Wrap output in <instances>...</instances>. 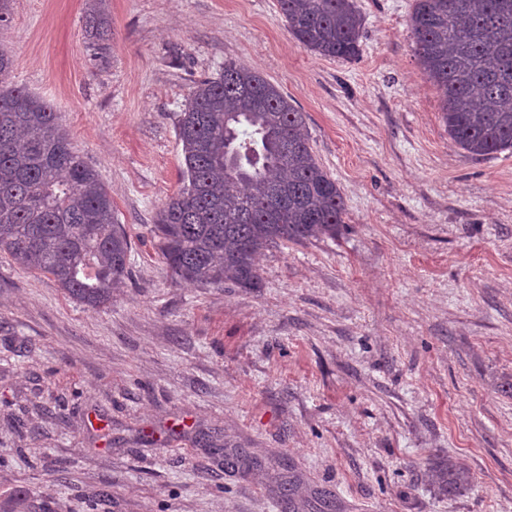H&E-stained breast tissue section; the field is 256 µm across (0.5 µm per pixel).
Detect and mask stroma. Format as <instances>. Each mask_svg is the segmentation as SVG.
<instances>
[{"instance_id":"obj_1","label":"stroma","mask_w":512,"mask_h":512,"mask_svg":"<svg viewBox=\"0 0 512 512\" xmlns=\"http://www.w3.org/2000/svg\"><path fill=\"white\" fill-rule=\"evenodd\" d=\"M414 0H357L325 58L276 0H13L10 80L50 101L131 239L108 302L0 254V495L36 512H512V151L455 147ZM256 69L341 189L333 239L262 251L260 286L173 280L153 219L183 185L195 81ZM474 476L439 492L427 462ZM293 480L284 496L285 480ZM85 18L93 37H101L110 28L108 15L103 8L104 0H86Z\"/></svg>"}]
</instances>
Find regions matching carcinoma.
Here are the masks:
<instances>
[{
  "label": "carcinoma",
  "instance_id": "obj_1",
  "mask_svg": "<svg viewBox=\"0 0 512 512\" xmlns=\"http://www.w3.org/2000/svg\"><path fill=\"white\" fill-rule=\"evenodd\" d=\"M104 0H86L94 37L110 28ZM289 31L313 53L360 54L355 0H277ZM409 27L417 60L441 93L450 139L486 156L512 149V0H415ZM0 47V253L51 275L89 305L110 300L128 275L129 235L109 189L74 149L53 105L9 81ZM177 135L188 184L156 213L160 254L179 281L260 287L256 254L336 237L343 195L318 163L299 112L258 71L224 66L194 83ZM439 491L469 489L453 461L430 468Z\"/></svg>",
  "mask_w": 512,
  "mask_h": 512
}]
</instances>
